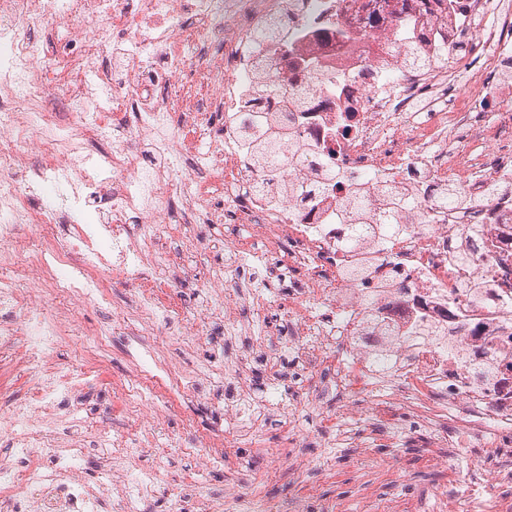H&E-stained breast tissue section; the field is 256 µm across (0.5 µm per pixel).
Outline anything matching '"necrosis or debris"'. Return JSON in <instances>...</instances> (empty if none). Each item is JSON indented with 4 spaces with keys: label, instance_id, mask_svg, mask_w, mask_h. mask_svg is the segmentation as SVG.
Returning <instances> with one entry per match:
<instances>
[{
    "label": "necrosis or debris",
    "instance_id": "4bbe7bcc",
    "mask_svg": "<svg viewBox=\"0 0 512 512\" xmlns=\"http://www.w3.org/2000/svg\"><path fill=\"white\" fill-rule=\"evenodd\" d=\"M284 14L287 30L269 37ZM78 24L84 33L53 54L28 35ZM464 36L472 55L511 65L512 0L401 15L382 0H140L135 11L127 0H0V403L14 448L0 461V512H101L107 495L80 479L79 439L59 409L99 383L113 330L93 328L76 362L52 357L74 333V299L109 302L131 270L170 276L158 237L179 207L197 224L249 225L262 243L233 246L225 292L203 283L215 308L237 300L240 268L275 255L304 272L279 346L306 370L311 402L394 401L436 421L431 446L455 486L448 512H512L498 493L512 483V94L480 78L449 97ZM409 47L431 65H404ZM106 53L109 74L98 68ZM253 111L274 115L305 153L256 168L243 133ZM102 139L109 151L90 159ZM146 148L160 158L151 169ZM326 168L335 180H321ZM260 181L297 190L260 192ZM450 182L462 206L437 205ZM387 184L407 188L403 212L382 206ZM495 184L503 193L489 195ZM218 192L233 213L213 206ZM354 194L386 227L365 279L343 273L353 231L341 202ZM93 197L107 204L95 218ZM457 247L468 265L453 262ZM122 322L136 368L126 414L149 405L162 417L197 395L200 375L172 370L154 338L162 323L200 335L194 314L142 288ZM478 363L490 380L476 379ZM395 377L407 398L390 393Z\"/></svg>",
    "mask_w": 512,
    "mask_h": 512
}]
</instances>
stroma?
<instances>
[{"label":"stroma","mask_w":512,"mask_h":512,"mask_svg":"<svg viewBox=\"0 0 512 512\" xmlns=\"http://www.w3.org/2000/svg\"><path fill=\"white\" fill-rule=\"evenodd\" d=\"M183 214H174L165 227L164 243L179 271L180 282L171 295L182 308L207 318L206 335L183 341L173 336L172 326L157 328L159 353L177 371L190 373L209 368L212 384L206 385L190 403L173 408L159 423L126 418L116 396L133 370L126 356V336L112 337L106 382L85 394L74 407L85 431V458L82 477L91 484L102 479V466L111 457L113 440L128 443L149 439L132 460L158 483L154 495L145 502L146 512H167L171 493H181L190 512H203L210 498L223 495L229 484H237L245 499L261 494L277 503L281 512H291L295 499L307 497L317 512H443L451 493L448 476L437 459L427 451L436 427L415 414L396 410L391 420H383L367 410L358 420L359 431L333 444L335 428L321 417L310 402H302L295 416L272 413L260 435L263 449L240 445L224 464L209 463L196 445L202 436L234 431L236 423L227 412L234 386V362L247 364L260 375L254 390H261L269 373L265 357L271 346L246 348L240 338L227 337L224 320L212 314L198 286L224 272L227 254L213 242L210 225L196 227L195 242L184 237ZM134 291L127 286L112 290L110 304H79L75 307V329L111 325L116 312L127 310ZM296 426L304 445L294 455L302 465L300 475L282 466L273 449L283 447L289 426ZM180 438L183 447L170 448L171 438Z\"/></svg>","instance_id":"1"}]
</instances>
